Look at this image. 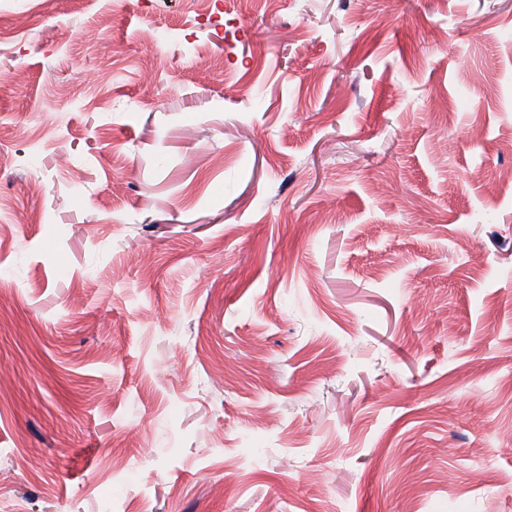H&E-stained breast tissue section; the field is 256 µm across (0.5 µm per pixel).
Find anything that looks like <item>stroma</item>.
<instances>
[{
  "label": "stroma",
  "instance_id": "obj_1",
  "mask_svg": "<svg viewBox=\"0 0 512 512\" xmlns=\"http://www.w3.org/2000/svg\"><path fill=\"white\" fill-rule=\"evenodd\" d=\"M32 4L0 512H512V0Z\"/></svg>",
  "mask_w": 512,
  "mask_h": 512
}]
</instances>
